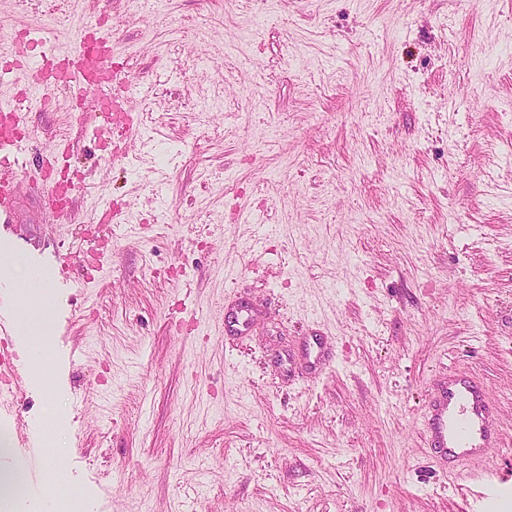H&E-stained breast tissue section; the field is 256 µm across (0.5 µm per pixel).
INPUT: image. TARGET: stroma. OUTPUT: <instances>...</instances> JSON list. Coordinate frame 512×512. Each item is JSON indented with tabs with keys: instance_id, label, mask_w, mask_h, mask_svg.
I'll return each instance as SVG.
<instances>
[{
	"instance_id": "35a3bbf8",
	"label": "stroma",
	"mask_w": 512,
	"mask_h": 512,
	"mask_svg": "<svg viewBox=\"0 0 512 512\" xmlns=\"http://www.w3.org/2000/svg\"><path fill=\"white\" fill-rule=\"evenodd\" d=\"M99 18L137 132L107 152L92 105L34 106L29 159L70 142L86 183L58 219L28 168L0 223L18 274L89 279L52 287L39 372L20 320L4 339L0 467L28 512H482L419 417L474 371L512 474V0H0V54ZM108 200L128 221L82 272ZM312 333L329 366L290 373Z\"/></svg>"
}]
</instances>
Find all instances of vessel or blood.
I'll use <instances>...</instances> for the list:
<instances>
[{"label":"vessel or blood","mask_w":512,"mask_h":512,"mask_svg":"<svg viewBox=\"0 0 512 512\" xmlns=\"http://www.w3.org/2000/svg\"><path fill=\"white\" fill-rule=\"evenodd\" d=\"M59 36L39 25L26 28L14 42L16 62L0 65V217L15 205L18 176L28 165L23 156L25 114L7 87L26 83L29 93L65 90L72 96L93 94L110 122L131 127L132 105L126 81L112 67L115 41L102 21L84 24L71 36L68 50H60ZM48 199L61 192L75 194L77 181L42 172ZM424 447L440 467H460L470 482L486 485L483 512H499L512 498V485L496 480L486 457L501 441L494 402L486 384L471 370L454 369L440 383L421 419Z\"/></svg>","instance_id":"1"}]
</instances>
